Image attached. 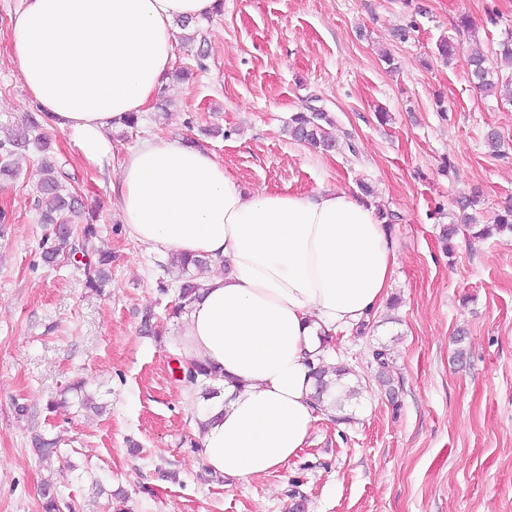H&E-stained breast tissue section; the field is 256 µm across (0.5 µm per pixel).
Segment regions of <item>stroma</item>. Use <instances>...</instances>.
<instances>
[{
    "mask_svg": "<svg viewBox=\"0 0 512 512\" xmlns=\"http://www.w3.org/2000/svg\"><path fill=\"white\" fill-rule=\"evenodd\" d=\"M20 6L0 0V136L40 112L10 58ZM201 26L205 70L175 42L137 127L113 130L106 171L50 135L97 213V247L112 256L107 286L86 287L74 263L43 264L52 228L39 221L36 158L0 187L10 216L0 226V512H40L47 480L75 512H110L117 489L127 512H289L295 488L307 512H512V234L464 230L449 252L439 241L443 225L468 214L489 224L512 204V103L475 88L465 53H494L512 31V0H223ZM444 39L462 48L453 60L437 53ZM315 98L336 121V149L288 133ZM491 129L502 152L484 142ZM145 138L196 142L251 192L367 185L375 208L395 216L388 298L365 333L350 326L331 342L360 382L346 403L352 419L317 420L305 448L271 474L207 479L192 415L203 389L174 372L180 321L158 288L162 257L127 233L112 199L118 164ZM382 344L391 397L371 363ZM80 378L103 413L80 410L73 393L49 412ZM37 434L59 439L52 462L39 460Z\"/></svg>",
    "mask_w": 512,
    "mask_h": 512,
    "instance_id": "1",
    "label": "stroma"
}]
</instances>
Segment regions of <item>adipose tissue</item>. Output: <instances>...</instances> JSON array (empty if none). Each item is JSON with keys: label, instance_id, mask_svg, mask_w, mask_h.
I'll use <instances>...</instances> for the list:
<instances>
[{"label": "adipose tissue", "instance_id": "ef3b65f1", "mask_svg": "<svg viewBox=\"0 0 512 512\" xmlns=\"http://www.w3.org/2000/svg\"><path fill=\"white\" fill-rule=\"evenodd\" d=\"M216 0H22L10 56L48 127L84 165L112 162L113 128L144 111L173 58L172 23ZM112 193L130 236L162 255L206 257L182 316L185 364L213 371L200 457L240 481L304 448L316 419L312 364L324 339L388 296L396 252L375 207L346 191L249 193L216 156L147 140L122 160Z\"/></svg>", "mask_w": 512, "mask_h": 512}]
</instances>
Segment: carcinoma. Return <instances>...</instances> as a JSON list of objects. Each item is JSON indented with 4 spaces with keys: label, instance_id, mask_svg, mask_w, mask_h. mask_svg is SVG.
I'll return each instance as SVG.
<instances>
[{
    "label": "carcinoma",
    "instance_id": "cac0c4a2",
    "mask_svg": "<svg viewBox=\"0 0 512 512\" xmlns=\"http://www.w3.org/2000/svg\"><path fill=\"white\" fill-rule=\"evenodd\" d=\"M468 65L475 87L487 95H496L503 89L512 85V77L500 79L494 77L498 73L495 67L489 64L488 56L478 48H472L468 53ZM335 121L329 112H315L311 109L295 113L288 123L290 135L297 141L315 148L332 150L336 148L334 128ZM41 124L33 118H26L16 126L13 135L6 141L0 142V181L9 182L20 175V161L26 158L30 148H35L39 157L42 178L37 186L45 208L41 213L44 224H51V242L45 244L42 260L49 267H54L61 260L76 257L77 251L72 241L74 236L83 238L86 244H92L97 239L100 228L94 224V217H86L81 197L74 191L69 183L70 177L53 157L46 155L48 140L39 133ZM472 218H465L466 225L448 224L441 229V240L446 249L452 248V241L461 229H470ZM497 232L512 234V205L503 207L496 214L493 223L487 224L477 231L480 236H489ZM82 255L88 256V261L81 262L86 284L90 288H102L109 280L108 265L111 257L98 250L84 251ZM202 268L209 265L204 257L170 259L161 265L164 273L169 270H178L175 281L179 282L177 295L171 305L170 315L179 317L191 307L199 297L200 285L191 276H186L189 266ZM373 363L377 368V375L387 386H392L393 359L390 349L378 346L371 351ZM354 374L343 361L332 366L319 362L312 368L311 377L314 380V400L320 407L324 406V397L331 398L330 405L342 408L345 399L355 395L357 389L348 384L347 377ZM34 448L40 460L45 461L57 454V441L41 436L34 437ZM43 512H73V506L65 502L56 488L46 481L40 489Z\"/></svg>",
    "mask_w": 512,
    "mask_h": 512
}]
</instances>
